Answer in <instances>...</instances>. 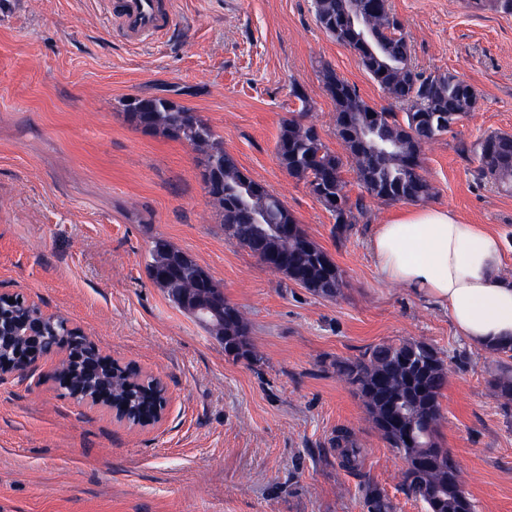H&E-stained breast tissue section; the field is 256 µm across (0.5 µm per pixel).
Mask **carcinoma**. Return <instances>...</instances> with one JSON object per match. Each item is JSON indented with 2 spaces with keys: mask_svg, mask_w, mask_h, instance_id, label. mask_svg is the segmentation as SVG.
<instances>
[{
  "mask_svg": "<svg viewBox=\"0 0 512 512\" xmlns=\"http://www.w3.org/2000/svg\"><path fill=\"white\" fill-rule=\"evenodd\" d=\"M472 6L512 15V0H472ZM314 7L325 33L352 48L373 81L403 109L401 117L390 109H376L355 85L333 69L322 68L324 88L336 106V137L358 181L368 196L381 202L429 199L433 187L421 173L422 150L476 108V91L451 72L427 73L413 64L404 24L388 0H314ZM126 115L138 127L204 151L203 182L220 208L232 244L316 296L341 294L346 287L343 270L329 268L331 255L309 237L276 194L243 172L201 116L160 97L129 99ZM473 153L479 178L512 189V134L491 133ZM276 154L288 174L305 181L334 215L332 236L343 238L355 214H364L367 207L362 197L349 201L341 156L324 143L316 125L297 118L282 124ZM146 271L175 306L224 343V353L235 358L254 355L243 314L190 254L157 237L148 250ZM66 334L71 331L63 318L44 325V335L51 340ZM94 357L90 342L82 343L79 360L68 366L73 388L93 386L84 367ZM129 371V366L110 363L102 375L112 379L116 400L130 413H148L156 404V390L150 382L136 381ZM336 373L362 398L382 439L412 460L403 473V486L423 503L425 512H475L459 464L438 442L439 397L448 372L437 349L422 341L381 343L355 360L336 362ZM490 387L501 404L511 405L512 367L500 368ZM335 445L347 465L357 468L360 448L352 434L336 435ZM365 506L368 512H394L391 500L376 487L367 488Z\"/></svg>",
  "mask_w": 512,
  "mask_h": 512,
  "instance_id": "carcinoma-1",
  "label": "carcinoma"
}]
</instances>
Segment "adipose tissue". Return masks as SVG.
<instances>
[{"label":"adipose tissue","instance_id":"adipose-tissue-1","mask_svg":"<svg viewBox=\"0 0 512 512\" xmlns=\"http://www.w3.org/2000/svg\"><path fill=\"white\" fill-rule=\"evenodd\" d=\"M382 280L447 311L458 336L490 349L512 341V279L499 237L449 208L393 210L369 243Z\"/></svg>","mask_w":512,"mask_h":512}]
</instances>
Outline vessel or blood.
Wrapping results in <instances>:
<instances>
[{
	"mask_svg": "<svg viewBox=\"0 0 512 512\" xmlns=\"http://www.w3.org/2000/svg\"><path fill=\"white\" fill-rule=\"evenodd\" d=\"M107 13L113 29L131 44L164 38L175 27L173 0H109Z\"/></svg>",
	"mask_w": 512,
	"mask_h": 512,
	"instance_id": "obj_1",
	"label": "vessel or blood"
}]
</instances>
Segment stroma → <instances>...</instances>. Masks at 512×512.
<instances>
[{"label":"stroma","mask_w":512,"mask_h":512,"mask_svg":"<svg viewBox=\"0 0 512 512\" xmlns=\"http://www.w3.org/2000/svg\"><path fill=\"white\" fill-rule=\"evenodd\" d=\"M389 5L419 69L456 73L478 94L453 133L423 149L429 203L496 232L512 276V194L478 179L472 154L486 135L512 134V16L469 0ZM176 14L172 38L131 46L99 0H0V293L65 319L119 365L158 377L168 397L159 423L132 427L65 397L53 363L1 378L0 512H367L369 484L395 512H425L403 489L404 461L335 369L403 340L445 361L439 443L477 512H512V406L489 388L500 355L380 279L368 241L391 204L364 198L365 216L336 242L331 213L277 159L291 118L341 149L322 67L375 107L392 99L319 26L314 0H177ZM296 82L307 102L293 97ZM134 97L207 120L344 270L341 295L314 296L231 244L202 152L132 124ZM157 236L220 284L260 361L226 355L154 285L145 262ZM340 429L361 449L357 469L333 444Z\"/></svg>","instance_id":"1"}]
</instances>
